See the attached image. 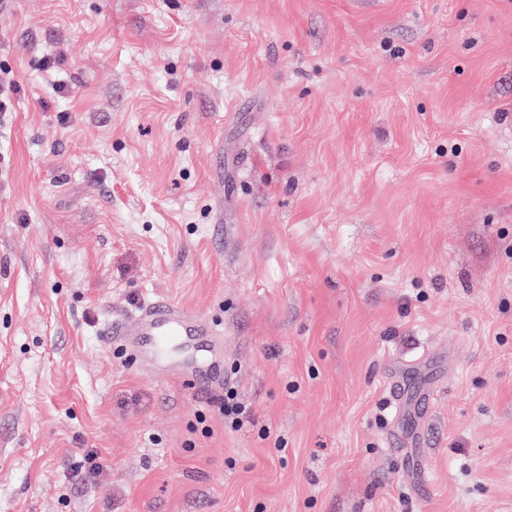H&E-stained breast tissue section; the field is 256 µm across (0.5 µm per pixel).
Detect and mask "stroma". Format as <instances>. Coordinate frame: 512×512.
Instances as JSON below:
<instances>
[{
	"instance_id": "35a3bbf8",
	"label": "stroma",
	"mask_w": 512,
	"mask_h": 512,
	"mask_svg": "<svg viewBox=\"0 0 512 512\" xmlns=\"http://www.w3.org/2000/svg\"><path fill=\"white\" fill-rule=\"evenodd\" d=\"M1 69L0 512H512V0H0ZM113 336L132 343L140 353L156 363L163 360L168 348L183 344L186 348H200L204 344L212 346V355L197 363L185 374H193L205 366L207 379L201 390H224L218 409L224 414V425L238 431L251 423L252 415L238 398L234 387L224 384L220 363L224 358L221 352L222 333L220 324L187 311L178 304L164 299L151 301L128 320L112 324Z\"/></svg>"
}]
</instances>
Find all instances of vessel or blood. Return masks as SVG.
<instances>
[{
	"label": "vessel or blood",
	"mask_w": 512,
	"mask_h": 512,
	"mask_svg": "<svg viewBox=\"0 0 512 512\" xmlns=\"http://www.w3.org/2000/svg\"><path fill=\"white\" fill-rule=\"evenodd\" d=\"M113 336L129 341L140 353L154 361L164 359L170 346L181 344L188 348L211 346V359L205 365V390L223 388L224 377L220 363L222 333L215 321L187 311L164 299L149 302L133 317L112 324Z\"/></svg>",
	"instance_id": "vessel-or-blood-1"
}]
</instances>
